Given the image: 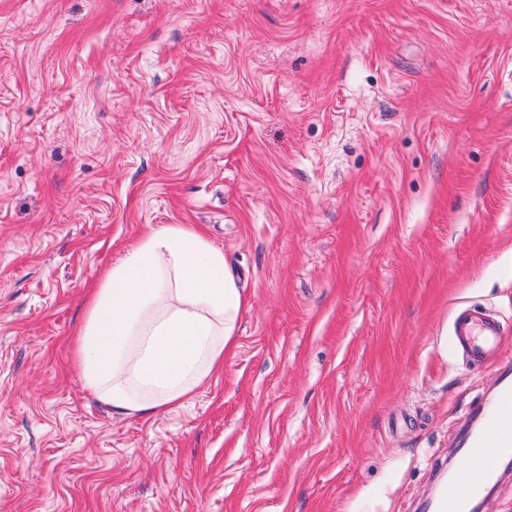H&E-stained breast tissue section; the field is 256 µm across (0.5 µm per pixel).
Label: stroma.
Masks as SVG:
<instances>
[{
    "mask_svg": "<svg viewBox=\"0 0 512 512\" xmlns=\"http://www.w3.org/2000/svg\"><path fill=\"white\" fill-rule=\"evenodd\" d=\"M240 275L183 408L70 341L145 233ZM512 361V0H0V512H421ZM452 336L456 349L464 351L478 365L492 356L497 360L505 344L500 322L477 308L456 314Z\"/></svg>",
    "mask_w": 512,
    "mask_h": 512,
    "instance_id": "1",
    "label": "stroma"
}]
</instances>
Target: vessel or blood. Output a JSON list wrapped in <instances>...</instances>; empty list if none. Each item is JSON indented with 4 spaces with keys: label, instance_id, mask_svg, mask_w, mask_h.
<instances>
[{
    "label": "vessel or blood",
    "instance_id": "obj_1",
    "mask_svg": "<svg viewBox=\"0 0 512 512\" xmlns=\"http://www.w3.org/2000/svg\"><path fill=\"white\" fill-rule=\"evenodd\" d=\"M452 336L455 347L478 365L499 356L505 344L500 322L476 308L456 314ZM475 411L482 426L462 440L465 470L445 484L434 512H469L496 479L501 463L512 459V383H502L493 399L477 404Z\"/></svg>",
    "mask_w": 512,
    "mask_h": 512
}]
</instances>
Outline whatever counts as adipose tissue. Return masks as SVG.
Returning a JSON list of instances; mask_svg holds the SVG:
<instances>
[{
	"mask_svg": "<svg viewBox=\"0 0 512 512\" xmlns=\"http://www.w3.org/2000/svg\"><path fill=\"white\" fill-rule=\"evenodd\" d=\"M243 307L222 249L186 224L151 230L88 299L73 343L83 384L121 417L182 406L234 349Z\"/></svg>",
	"mask_w": 512,
	"mask_h": 512,
	"instance_id": "adipose-tissue-1",
	"label": "adipose tissue"
}]
</instances>
